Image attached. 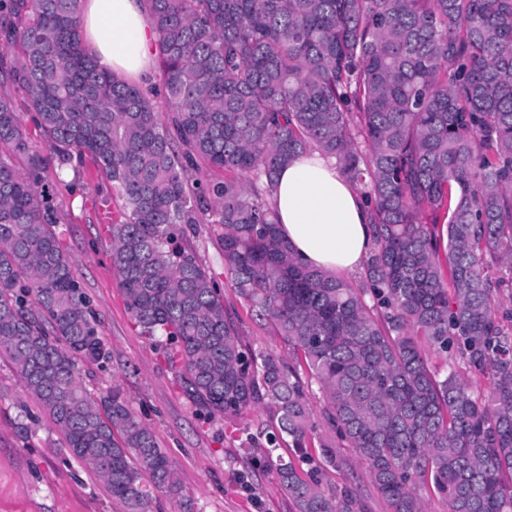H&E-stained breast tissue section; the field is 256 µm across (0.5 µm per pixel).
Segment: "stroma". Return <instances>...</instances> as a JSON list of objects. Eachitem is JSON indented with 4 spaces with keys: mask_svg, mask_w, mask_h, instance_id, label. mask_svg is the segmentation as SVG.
Listing matches in <instances>:
<instances>
[{
    "mask_svg": "<svg viewBox=\"0 0 512 512\" xmlns=\"http://www.w3.org/2000/svg\"><path fill=\"white\" fill-rule=\"evenodd\" d=\"M49 191L69 216L63 244L107 351L104 360L81 363L86 387L95 394L115 385L122 389L173 461L197 512H291L287 496L263 465L262 449L246 442L257 412L232 427L219 418L201 419L176 372L133 321L109 263L105 227L112 208L103 202L93 167L81 168L70 184L50 180ZM323 483L350 487L364 512H387L357 460L326 469ZM0 512H126L90 468L69 458L62 434L1 355Z\"/></svg>",
    "mask_w": 512,
    "mask_h": 512,
    "instance_id": "stroma-1",
    "label": "stroma"
}]
</instances>
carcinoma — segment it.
I'll list each match as a JSON object with an SVG mask.
<instances>
[{
  "mask_svg": "<svg viewBox=\"0 0 512 512\" xmlns=\"http://www.w3.org/2000/svg\"><path fill=\"white\" fill-rule=\"evenodd\" d=\"M80 0H0V354L128 512L154 493L195 512L169 456L119 388L92 395L78 360L105 356L40 187L90 159L118 209L109 259L146 336L174 347L182 388L254 437L294 512H362L322 488L337 445L388 512H512V0H144L166 120L98 70ZM49 143L30 150L14 93ZM336 160L369 207L357 284L302 264L272 203L278 169ZM217 225L224 270L284 355L244 344L185 225ZM460 356L482 396L426 350ZM337 441L320 437L310 400Z\"/></svg>",
  "mask_w": 512,
  "mask_h": 512,
  "instance_id": "1",
  "label": "carcinoma"
}]
</instances>
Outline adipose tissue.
Wrapping results in <instances>:
<instances>
[{
    "mask_svg": "<svg viewBox=\"0 0 512 512\" xmlns=\"http://www.w3.org/2000/svg\"><path fill=\"white\" fill-rule=\"evenodd\" d=\"M83 32L97 67L123 81L153 70L156 32L142 0H80ZM282 236L304 264L358 271L369 249L364 202L335 159L304 153L280 169L273 195Z\"/></svg>",
    "mask_w": 512,
    "mask_h": 512,
    "instance_id": "obj_1",
    "label": "adipose tissue"
}]
</instances>
